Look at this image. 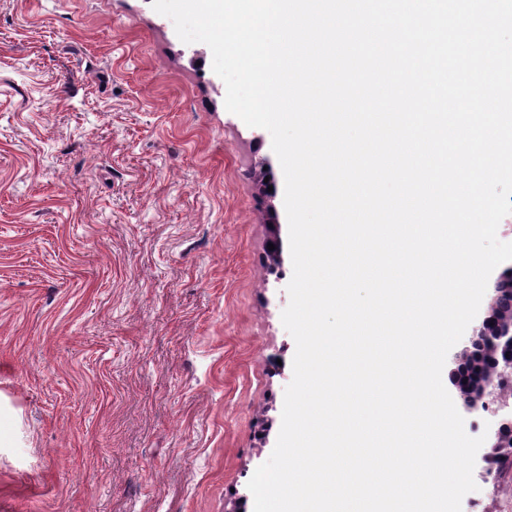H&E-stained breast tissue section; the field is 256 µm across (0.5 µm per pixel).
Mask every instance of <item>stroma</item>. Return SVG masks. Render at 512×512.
<instances>
[{
  "instance_id": "stroma-1",
  "label": "stroma",
  "mask_w": 512,
  "mask_h": 512,
  "mask_svg": "<svg viewBox=\"0 0 512 512\" xmlns=\"http://www.w3.org/2000/svg\"><path fill=\"white\" fill-rule=\"evenodd\" d=\"M225 94L152 0H0V512H253L293 267ZM478 494L512 512V448Z\"/></svg>"
}]
</instances>
